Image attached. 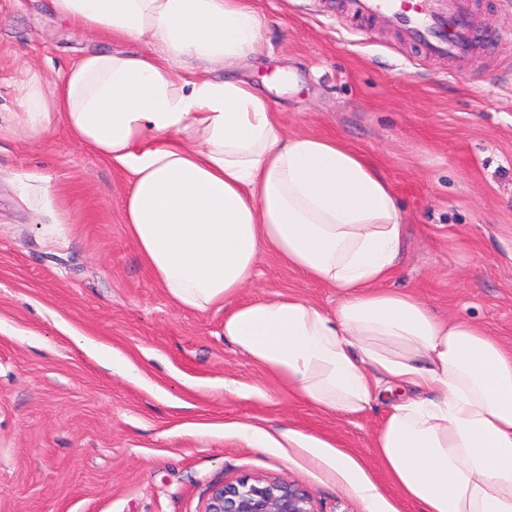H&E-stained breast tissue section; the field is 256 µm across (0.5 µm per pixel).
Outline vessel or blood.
Wrapping results in <instances>:
<instances>
[{
  "label": "vessel or blood",
  "instance_id": "vessel-or-blood-1",
  "mask_svg": "<svg viewBox=\"0 0 512 512\" xmlns=\"http://www.w3.org/2000/svg\"><path fill=\"white\" fill-rule=\"evenodd\" d=\"M352 7L368 19L391 14L405 38L427 56L464 57L477 38L468 0H353Z\"/></svg>",
  "mask_w": 512,
  "mask_h": 512
}]
</instances>
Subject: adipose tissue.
<instances>
[{
    "instance_id": "adipose-tissue-1",
    "label": "adipose tissue",
    "mask_w": 512,
    "mask_h": 512,
    "mask_svg": "<svg viewBox=\"0 0 512 512\" xmlns=\"http://www.w3.org/2000/svg\"><path fill=\"white\" fill-rule=\"evenodd\" d=\"M51 6L134 48L86 53L51 89L31 80L18 126L40 136L64 124L129 171L127 233L168 297L223 308L225 339L320 410L355 416L390 397L374 446L421 512H512V350L389 287L407 225L388 181L338 139L288 132L271 100L233 75L264 51L248 0ZM216 65L224 79L210 78ZM267 250L336 289L335 310L279 292L239 301ZM287 437L345 476L365 512H386L350 457Z\"/></svg>"
}]
</instances>
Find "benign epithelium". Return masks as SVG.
<instances>
[{"mask_svg":"<svg viewBox=\"0 0 512 512\" xmlns=\"http://www.w3.org/2000/svg\"><path fill=\"white\" fill-rule=\"evenodd\" d=\"M204 512H315L309 492L280 478L245 477L212 490Z\"/></svg>","mask_w":512,"mask_h":512,"instance_id":"1","label":"benign epithelium"}]
</instances>
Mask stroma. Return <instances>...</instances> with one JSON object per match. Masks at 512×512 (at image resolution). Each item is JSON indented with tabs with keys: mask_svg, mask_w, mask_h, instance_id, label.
Segmentation results:
<instances>
[{
	"mask_svg": "<svg viewBox=\"0 0 512 512\" xmlns=\"http://www.w3.org/2000/svg\"><path fill=\"white\" fill-rule=\"evenodd\" d=\"M251 4L266 49L237 78L289 131L362 153L396 194L409 232L390 287L512 347V0H474L479 46L460 59L421 54L393 18L358 20L346 0ZM112 48L49 0H0V120L19 111L29 77L53 85ZM128 186L64 126L0 140V512H204L214 487L247 476L288 479L315 512H365L326 464L289 447L288 428L350 456L389 512H420L373 446L387 404L313 408L225 340L223 311L174 304L127 234ZM253 281L239 301L278 291L336 307L335 289L272 252ZM75 332L118 358L87 353ZM243 423L271 443L246 445Z\"/></svg>",
	"mask_w": 512,
	"mask_h": 512,
	"instance_id": "obj_1",
	"label": "stroma"
}]
</instances>
